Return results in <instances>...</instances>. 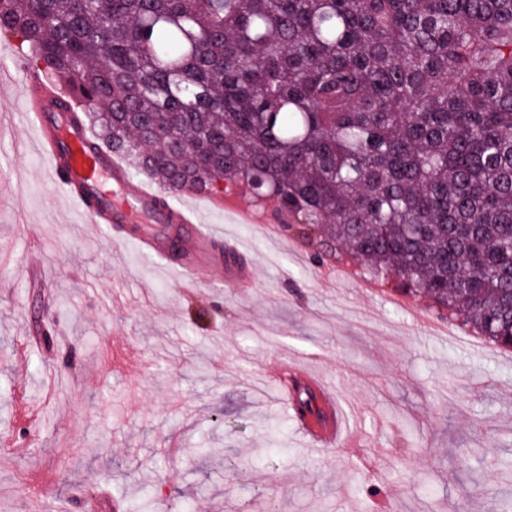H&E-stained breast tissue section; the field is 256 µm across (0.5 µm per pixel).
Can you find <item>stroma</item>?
<instances>
[{
    "label": "stroma",
    "mask_w": 512,
    "mask_h": 512,
    "mask_svg": "<svg viewBox=\"0 0 512 512\" xmlns=\"http://www.w3.org/2000/svg\"><path fill=\"white\" fill-rule=\"evenodd\" d=\"M0 94V512H495L512 500V352L393 285L321 283L286 228L187 202L253 286L196 285L48 182ZM51 325L64 354L36 347ZM321 380L352 443L321 447L286 403Z\"/></svg>",
    "instance_id": "stroma-1"
}]
</instances>
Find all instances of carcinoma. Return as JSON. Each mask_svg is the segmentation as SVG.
Here are the masks:
<instances>
[{"label": "carcinoma", "instance_id": "1", "mask_svg": "<svg viewBox=\"0 0 512 512\" xmlns=\"http://www.w3.org/2000/svg\"><path fill=\"white\" fill-rule=\"evenodd\" d=\"M2 35L162 197L245 190L512 350V0H0Z\"/></svg>", "mask_w": 512, "mask_h": 512}]
</instances>
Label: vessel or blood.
Wrapping results in <instances>:
<instances>
[{"label":"vessel or blood","mask_w":512,"mask_h":512,"mask_svg":"<svg viewBox=\"0 0 512 512\" xmlns=\"http://www.w3.org/2000/svg\"><path fill=\"white\" fill-rule=\"evenodd\" d=\"M11 82L22 95L16 123L34 129L49 180L66 190L87 223L127 225L126 243L156 256L183 278L194 281L199 272L220 268L226 282L238 288L250 286V271H239L212 256L213 233L193 211L175 202L160 207L157 193L130 183L111 152L90 151L89 130L67 124L61 113L60 105L69 95L66 84L37 92L24 75H14ZM299 422L304 434L323 446L342 439V415L333 396L325 397L321 416H303Z\"/></svg>","instance_id":"vessel-or-blood-1"}]
</instances>
